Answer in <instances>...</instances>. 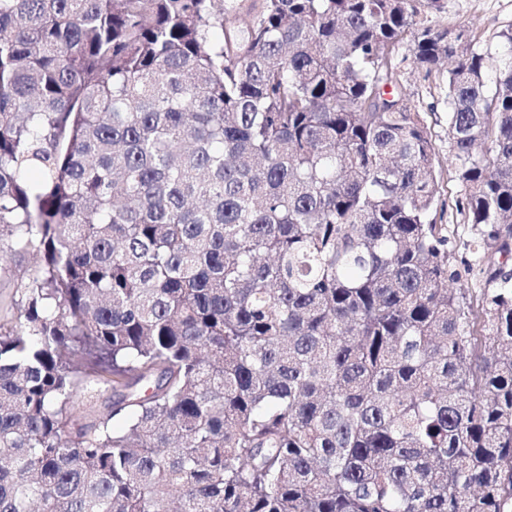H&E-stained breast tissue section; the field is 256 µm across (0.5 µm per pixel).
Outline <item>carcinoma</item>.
<instances>
[{"mask_svg":"<svg viewBox=\"0 0 512 512\" xmlns=\"http://www.w3.org/2000/svg\"><path fill=\"white\" fill-rule=\"evenodd\" d=\"M441 9L0 0V512H512V27ZM396 62L400 70L402 95L405 102L421 113L427 125L428 133L442 164V173L437 186L436 221L447 224L448 235L457 242L468 237L464 215L456 207L457 199L462 196V187L455 178L454 161L448 152V104L445 99V78L432 74L425 76L424 71L416 70L412 63L411 47L401 45ZM33 265L32 257L29 255H16L12 257V274L0 275V316L2 323L11 318L14 310L11 309V302L15 308V301L20 296V278L23 272L29 270ZM9 308V311L6 308ZM7 311V312H6ZM6 316V317H5Z\"/></svg>","mask_w":512,"mask_h":512,"instance_id":"carcinoma-1","label":"carcinoma"}]
</instances>
